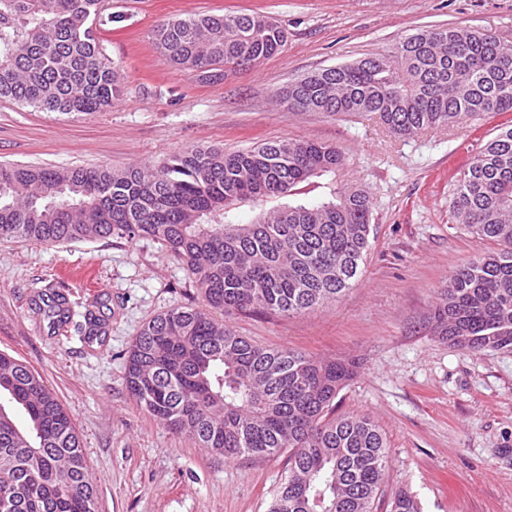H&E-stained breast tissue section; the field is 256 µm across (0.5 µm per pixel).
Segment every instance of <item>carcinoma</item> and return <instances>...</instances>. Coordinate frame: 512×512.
I'll use <instances>...</instances> for the list:
<instances>
[{
  "mask_svg": "<svg viewBox=\"0 0 512 512\" xmlns=\"http://www.w3.org/2000/svg\"><path fill=\"white\" fill-rule=\"evenodd\" d=\"M105 0H0V99L45 112H103L120 91L106 54ZM163 59L205 80L277 54L278 24L257 14L198 15L153 29ZM300 112L379 114L406 137L467 116L512 113V42L462 28L425 29L385 56L304 77L284 93ZM336 147L292 140L246 151L196 147L163 164L56 168L0 165V241L55 246L150 238L182 264L206 307L299 315L359 277L372 202L336 187ZM288 193L250 224L239 204ZM453 223L502 249L456 269L434 319L437 335L467 336L474 352L512 350V125L499 129L456 177ZM35 310L58 332L63 304ZM356 363L268 348L203 309L148 321L126 358L135 404L228 461L288 452L268 512H372L388 456L369 417H328ZM0 512H95V490L72 420L43 378L0 353ZM391 512H420L404 490Z\"/></svg>",
  "mask_w": 512,
  "mask_h": 512,
  "instance_id": "cac0c4a2",
  "label": "carcinoma"
}]
</instances>
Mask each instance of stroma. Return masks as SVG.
I'll return each mask as SVG.
<instances>
[{
	"mask_svg": "<svg viewBox=\"0 0 512 512\" xmlns=\"http://www.w3.org/2000/svg\"><path fill=\"white\" fill-rule=\"evenodd\" d=\"M100 32L122 74L111 109L41 112L0 100V164L157 165L195 146L246 150L276 140L336 147L338 184L366 189L376 231L354 285L295 316L232 312L237 334L270 347L353 360L335 416L371 417L389 464L373 512L397 490L421 512H512V351L472 353L440 340L432 317L453 270L495 242L454 224L459 169L512 115L463 118L404 138L375 116L297 112L277 93L304 76L387 54L422 29L463 27L512 42V0H111ZM260 14L287 33L275 56L225 66L207 83L167 64L159 23L206 14ZM72 301L64 336L34 311L38 295ZM203 301L180 262L149 238H95L44 247L0 242V352L37 371L67 409L95 486V512H266L288 458L227 461L198 448L130 399L125 358L142 326ZM103 333L87 335V311Z\"/></svg>",
	"mask_w": 512,
	"mask_h": 512,
	"instance_id": "obj_1",
	"label": "stroma"
}]
</instances>
